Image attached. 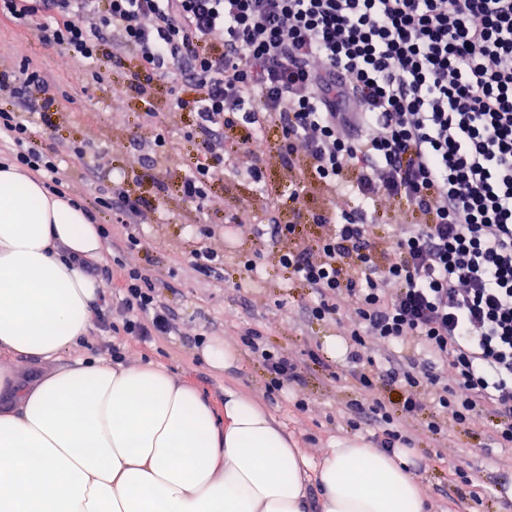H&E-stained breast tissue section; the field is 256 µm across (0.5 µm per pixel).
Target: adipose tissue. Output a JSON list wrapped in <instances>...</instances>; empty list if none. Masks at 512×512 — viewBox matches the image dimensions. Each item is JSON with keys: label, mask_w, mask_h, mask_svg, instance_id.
Returning <instances> with one entry per match:
<instances>
[{"label": "adipose tissue", "mask_w": 512, "mask_h": 512, "mask_svg": "<svg viewBox=\"0 0 512 512\" xmlns=\"http://www.w3.org/2000/svg\"><path fill=\"white\" fill-rule=\"evenodd\" d=\"M103 251L82 205L0 160V512H306L313 482L320 512H428L404 452L340 440L315 463L235 388L218 411L165 366L70 359Z\"/></svg>", "instance_id": "1"}]
</instances>
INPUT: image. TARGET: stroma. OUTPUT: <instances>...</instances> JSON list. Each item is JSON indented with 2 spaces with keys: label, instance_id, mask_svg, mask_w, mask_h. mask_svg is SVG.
<instances>
[{
  "label": "stroma",
  "instance_id": "obj_1",
  "mask_svg": "<svg viewBox=\"0 0 512 512\" xmlns=\"http://www.w3.org/2000/svg\"><path fill=\"white\" fill-rule=\"evenodd\" d=\"M30 62L53 82V105L33 115L32 130L46 151L64 142L84 144L87 165H75L65 187L92 212L96 223L111 238L124 234L110 211L94 202L95 185H109L125 178L132 194L152 199V208L138 219V264L152 274L158 294L172 309L179 331L143 342L121 343L124 364L153 362L170 369L179 382L222 405L225 387L232 386L267 409L290 440L312 460H320L337 440L369 442L372 427L351 429L346 405L359 391L347 375L345 352L328 354V340L343 341L348 330L344 319L319 321L312 317L310 289L293 283L277 263L279 244L257 240L250 225L229 223L238 208L256 204V187L244 175L216 184L202 206L186 202L180 191L181 174L200 150L190 112H170L175 98L167 84L156 82L149 101L137 94H122L135 69L128 57L108 61L109 79L97 82L77 68L62 47H46L32 29L0 23V71L17 70ZM154 105L168 127V158L160 166L144 160L136 140L153 138L157 127H136L135 113ZM199 224H220L223 234L213 238L195 232ZM209 247L224 255L218 274L205 276L189 265L191 251ZM253 260L259 277L249 280L244 260ZM261 331L265 343L287 354L303 367V379L271 390L262 363L239 340L242 327ZM219 341L236 351L237 364L217 372L201 356L204 343ZM321 362H313L312 354ZM426 407L411 422L412 444L407 460L428 500L429 512H512V450L487 447L493 419L478 415L432 440L427 424L435 415Z\"/></svg>",
  "mask_w": 512,
  "mask_h": 512
}]
</instances>
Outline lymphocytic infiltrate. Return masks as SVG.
Segmentation results:
<instances>
[{"label":"lymphocytic infiltrate","instance_id":"obj_1","mask_svg":"<svg viewBox=\"0 0 512 512\" xmlns=\"http://www.w3.org/2000/svg\"><path fill=\"white\" fill-rule=\"evenodd\" d=\"M0 18L35 23L42 39L104 81V57L136 62L134 87L161 80L174 107L194 114L204 153L181 180L203 203L211 184L254 159L265 205L257 238L295 236L259 165L254 143L279 133L271 155L291 177L288 199L344 187L363 202L327 198L313 216V246L280 251L279 265L310 288L312 316L347 311L349 375L361 391L352 427L374 423L377 447L406 448L409 421L433 404L435 436L474 416L495 418L488 441L512 447V0H0ZM46 76L21 64L0 73V97L39 104ZM240 134L238 148L224 134ZM0 148L54 193L67 184L60 155L46 152L30 115L0 108ZM125 229L151 205L122 178L97 198ZM396 226L380 238L362 214ZM121 287L102 328L149 340L178 331L148 271L120 262ZM386 344L384 364L362 354L365 337ZM241 343L262 362L272 389L302 369L269 350L251 328ZM398 395L391 415L381 389Z\"/></svg>","mask_w":512,"mask_h":512}]
</instances>
